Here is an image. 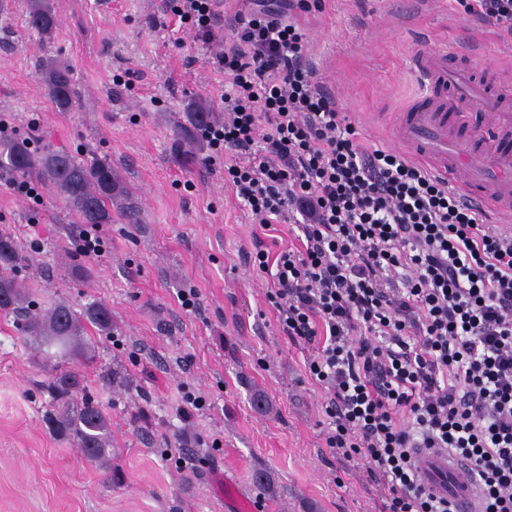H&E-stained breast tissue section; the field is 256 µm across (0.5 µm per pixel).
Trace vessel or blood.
I'll return each instance as SVG.
<instances>
[{
	"label": "vessel or blood",
	"instance_id": "vessel-or-blood-1",
	"mask_svg": "<svg viewBox=\"0 0 512 512\" xmlns=\"http://www.w3.org/2000/svg\"><path fill=\"white\" fill-rule=\"evenodd\" d=\"M454 50L442 47L416 55L412 68L422 89L405 112L397 137L415 160L457 183L468 198L505 208L512 204V114L504 112L499 98L489 95L472 80L469 67H452ZM486 109L488 146L477 145L462 120V101ZM423 487L448 499L452 512H480L481 497L469 478L467 462L441 448L415 451Z\"/></svg>",
	"mask_w": 512,
	"mask_h": 512
}]
</instances>
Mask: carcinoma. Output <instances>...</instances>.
<instances>
[{
  "label": "carcinoma",
  "mask_w": 512,
  "mask_h": 512,
  "mask_svg": "<svg viewBox=\"0 0 512 512\" xmlns=\"http://www.w3.org/2000/svg\"><path fill=\"white\" fill-rule=\"evenodd\" d=\"M28 28L49 37L59 25L50 0H28ZM43 81L48 96L62 111L73 106L75 91L70 68L55 60L45 61ZM20 179H34L54 189L67 208L83 224L112 223V202L125 190L112 164L96 154L73 155L43 149L35 151L28 141L14 134H0V170ZM25 257L13 242L0 238V317L11 318L18 329L31 336L32 345L53 370L59 371L52 385L54 399L62 408L47 412L53 431L72 440L90 460L104 463L112 445L110 416L99 402L85 393L84 378L78 369H62L76 358L84 364L92 359L94 346L83 339L86 326L101 331L112 329V314L98 301L78 312L59 301L48 308L28 300L18 284L17 272Z\"/></svg>",
  "instance_id": "carcinoma-1"
}]
</instances>
